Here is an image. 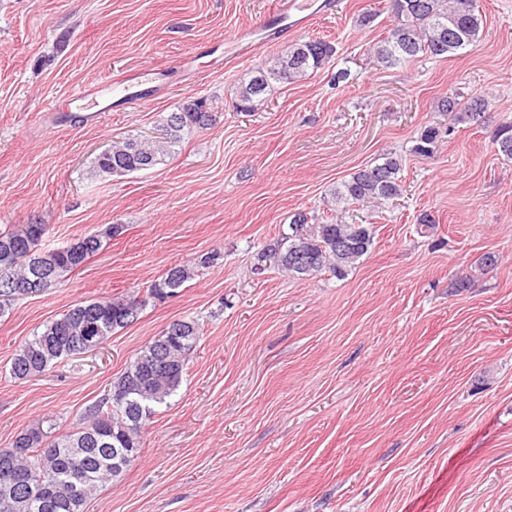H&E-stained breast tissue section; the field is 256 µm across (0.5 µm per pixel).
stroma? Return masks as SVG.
I'll return each instance as SVG.
<instances>
[{
    "label": "stroma",
    "instance_id": "obj_1",
    "mask_svg": "<svg viewBox=\"0 0 512 512\" xmlns=\"http://www.w3.org/2000/svg\"><path fill=\"white\" fill-rule=\"evenodd\" d=\"M272 3L0 0V225H46L47 250L123 227L0 318V448L44 417L76 429L146 343L193 318L201 336L179 389L147 422L138 460L85 512H512V159L492 141L512 122V0H480L474 46L402 68L367 55L392 23L386 0H338L232 59L229 36L261 29ZM367 8L379 15L363 26ZM309 37L335 45L332 61L258 111H235L251 70ZM189 56L195 69L181 72ZM148 66L169 71L159 94L94 125L72 120L71 88ZM452 89L488 98L485 122L451 125L438 102ZM200 97L213 124L166 163L91 175L112 142L157 135ZM51 109L69 122L49 124ZM427 126L452 133L415 156ZM389 152L403 158L401 197L339 213L374 233L346 277L255 273L292 214L322 216L338 183ZM423 212L436 220L427 234ZM206 255L213 264L102 347L11 377L15 349L71 306L146 291Z\"/></svg>",
    "mask_w": 512,
    "mask_h": 512
}]
</instances>
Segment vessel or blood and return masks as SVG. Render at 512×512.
<instances>
[{
  "label": "vessel or blood",
  "mask_w": 512,
  "mask_h": 512,
  "mask_svg": "<svg viewBox=\"0 0 512 512\" xmlns=\"http://www.w3.org/2000/svg\"><path fill=\"white\" fill-rule=\"evenodd\" d=\"M312 0H277L272 24L261 29L259 36L240 31L232 40L236 58L251 54L256 41L271 44L295 31L306 28L313 19ZM157 69H136L123 73L116 80L101 81L92 86L72 90L86 124L97 123L101 113L132 99L149 98L158 90Z\"/></svg>",
  "instance_id": "1"
}]
</instances>
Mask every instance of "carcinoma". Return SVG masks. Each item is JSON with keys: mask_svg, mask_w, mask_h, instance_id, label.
I'll return each instance as SVG.
<instances>
[{"mask_svg": "<svg viewBox=\"0 0 512 512\" xmlns=\"http://www.w3.org/2000/svg\"><path fill=\"white\" fill-rule=\"evenodd\" d=\"M393 23L387 34L372 44L370 59L382 68L403 67L428 56L447 58L476 43L484 26L478 0H389ZM336 54L325 40L296 41L274 60L257 65L238 90L237 109L258 110L277 84L298 82L322 68ZM487 100L473 96L459 100L451 92L441 109L457 124L476 123L486 111ZM207 99L182 104L163 117L158 140L128 137L113 143L111 154H100L92 171L101 177L125 176L165 162L184 136L212 125ZM436 126L426 127L411 152L430 157L442 139ZM493 141L503 156L512 158V122L495 131ZM402 158L387 153L381 161L353 172L331 193L335 207L346 208L366 201L381 204L400 196ZM122 232L110 224L75 243L54 249L41 248L44 224H7L0 229V317L8 313L18 295L28 293L34 269L43 265L50 277L39 291L54 288L65 275L80 268L103 246V239ZM373 245L367 224H344L339 219L322 224L308 222L307 214L290 218L288 231L266 249L262 260L298 280L324 270L336 277L349 269ZM195 276V267L176 265L147 289V294H122L77 304L45 323L13 353L10 375L18 380L43 374L47 368L79 352L85 336L107 342L118 330L139 319L149 300H163ZM200 340L193 319L169 323L161 335L148 342L130 360L109 393L88 405L82 426L56 433V424L38 423L20 431L11 447L0 449V512H84L88 500L118 478L139 457L141 432L156 407L167 403L179 389L188 354Z\"/></svg>", "mask_w": 512, "mask_h": 512, "instance_id": "cac0c4a2", "label": "carcinoma"}]
</instances>
